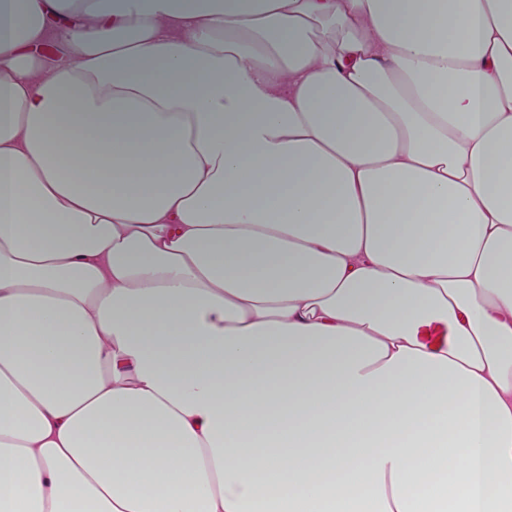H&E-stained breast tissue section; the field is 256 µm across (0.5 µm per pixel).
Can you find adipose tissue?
I'll list each match as a JSON object with an SVG mask.
<instances>
[{"instance_id":"adipose-tissue-1","label":"adipose tissue","mask_w":512,"mask_h":512,"mask_svg":"<svg viewBox=\"0 0 512 512\" xmlns=\"http://www.w3.org/2000/svg\"><path fill=\"white\" fill-rule=\"evenodd\" d=\"M0 512H512V0H0Z\"/></svg>"}]
</instances>
